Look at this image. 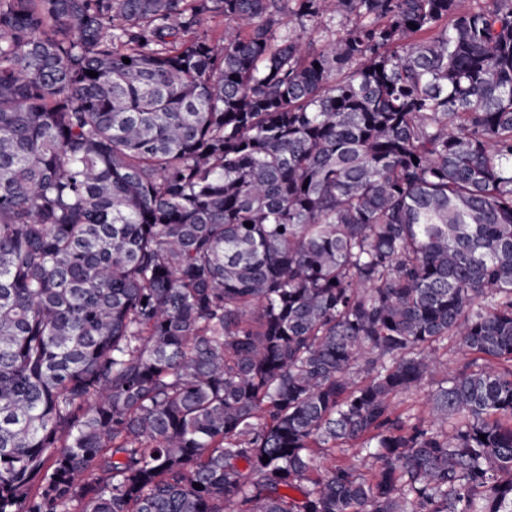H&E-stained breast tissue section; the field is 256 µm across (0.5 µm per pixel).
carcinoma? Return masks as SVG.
Segmentation results:
<instances>
[{"mask_svg": "<svg viewBox=\"0 0 512 512\" xmlns=\"http://www.w3.org/2000/svg\"><path fill=\"white\" fill-rule=\"evenodd\" d=\"M469 2L0 0V512H512V0Z\"/></svg>", "mask_w": 512, "mask_h": 512, "instance_id": "1", "label": "carcinoma"}]
</instances>
